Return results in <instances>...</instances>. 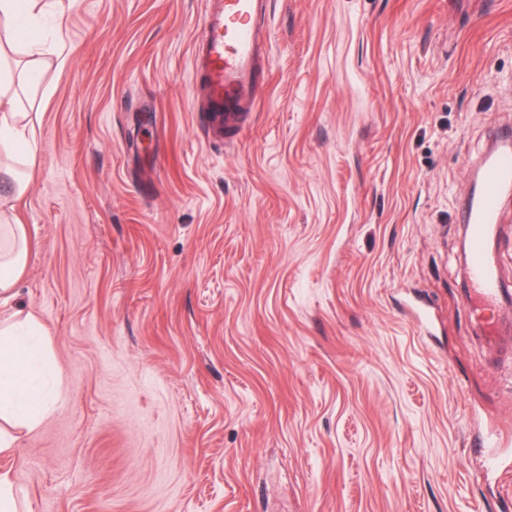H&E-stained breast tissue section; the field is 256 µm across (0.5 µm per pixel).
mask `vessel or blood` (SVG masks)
I'll return each instance as SVG.
<instances>
[{
	"instance_id": "1",
	"label": "vessel or blood",
	"mask_w": 512,
	"mask_h": 512,
	"mask_svg": "<svg viewBox=\"0 0 512 512\" xmlns=\"http://www.w3.org/2000/svg\"><path fill=\"white\" fill-rule=\"evenodd\" d=\"M267 5L268 0H205L203 33L193 44V57L203 71L205 112L213 132H221L229 117L251 111L255 104L269 55ZM477 184L460 215L468 233L466 299L492 336L502 280L501 259L488 243L500 231L503 198L512 192V132L496 136L478 165Z\"/></svg>"
}]
</instances>
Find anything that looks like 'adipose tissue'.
Masks as SVG:
<instances>
[{"instance_id":"obj_1","label":"adipose tissue","mask_w":512,"mask_h":512,"mask_svg":"<svg viewBox=\"0 0 512 512\" xmlns=\"http://www.w3.org/2000/svg\"><path fill=\"white\" fill-rule=\"evenodd\" d=\"M37 8V0H0V27L23 41L30 57L24 78L33 86L41 81L35 57L42 47L29 38ZM30 125L28 113L18 106L10 70L0 66V155L12 162L4 173L19 197L30 184L29 176L20 174L16 167L17 161L33 153L27 135ZM28 259L25 225L18 223L13 214L0 212V294L11 291ZM52 374L35 319L0 325V418L36 423L55 402L54 393L44 384Z\"/></svg>"}]
</instances>
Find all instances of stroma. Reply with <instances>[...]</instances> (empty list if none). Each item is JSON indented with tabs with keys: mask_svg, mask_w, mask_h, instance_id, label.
I'll use <instances>...</instances> for the list:
<instances>
[{
	"mask_svg": "<svg viewBox=\"0 0 512 512\" xmlns=\"http://www.w3.org/2000/svg\"><path fill=\"white\" fill-rule=\"evenodd\" d=\"M204 2L37 23L0 311L36 318L60 397L0 422L21 512H512L472 446L512 436V298L488 344L456 215L512 121V0H271L270 76L219 138ZM28 259L25 225L12 213L0 211V294L11 291Z\"/></svg>",
	"mask_w": 512,
	"mask_h": 512,
	"instance_id": "obj_1",
	"label": "stroma"
}]
</instances>
